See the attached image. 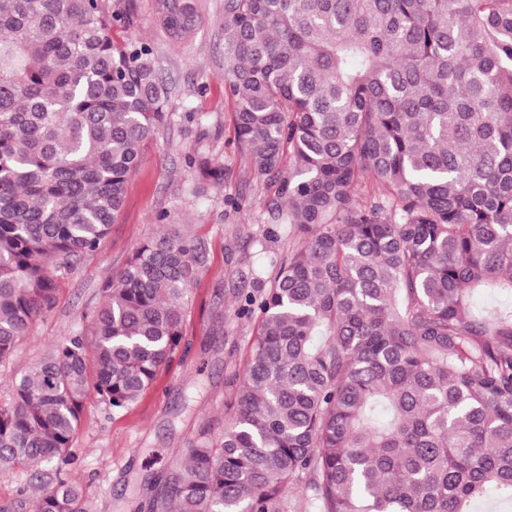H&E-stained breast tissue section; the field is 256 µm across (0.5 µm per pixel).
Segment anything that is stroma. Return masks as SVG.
Here are the masks:
<instances>
[{
    "mask_svg": "<svg viewBox=\"0 0 512 512\" xmlns=\"http://www.w3.org/2000/svg\"><path fill=\"white\" fill-rule=\"evenodd\" d=\"M154 3L103 0L109 11L132 7L136 22L125 36L152 46L170 87L171 118L130 178L119 222L96 252L62 273L53 308L0 363L1 395L51 344L77 331L82 313L98 303L103 284L137 243L164 230L197 241L202 258L185 303L184 352L129 409L112 412L94 396L85 404L67 475L83 487L87 512H147L144 478L181 462L200 426L222 435L224 379L243 361L255 332L254 322L236 314V292L252 288L253 270L268 267L288 244L283 237L260 247L263 229L272 224L276 187L251 168L247 154L225 144L224 0H194L199 20L176 46L163 33ZM191 157L196 166L188 165ZM202 162L223 163V183L205 179Z\"/></svg>",
    "mask_w": 512,
    "mask_h": 512,
    "instance_id": "35a3bbf8",
    "label": "stroma"
}]
</instances>
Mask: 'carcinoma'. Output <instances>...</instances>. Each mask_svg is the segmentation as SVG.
<instances>
[{
	"label": "carcinoma",
	"instance_id": "cac0c4a2",
	"mask_svg": "<svg viewBox=\"0 0 512 512\" xmlns=\"http://www.w3.org/2000/svg\"><path fill=\"white\" fill-rule=\"evenodd\" d=\"M177 44L192 0H155ZM102 0H0V362L117 223L168 118ZM227 144L277 184L288 249L238 292L257 334L149 512H471L512 502V0H224ZM190 236L136 245L80 331L0 397V471L138 402L183 342ZM68 477L33 512H86Z\"/></svg>",
	"mask_w": 512,
	"mask_h": 512
}]
</instances>
